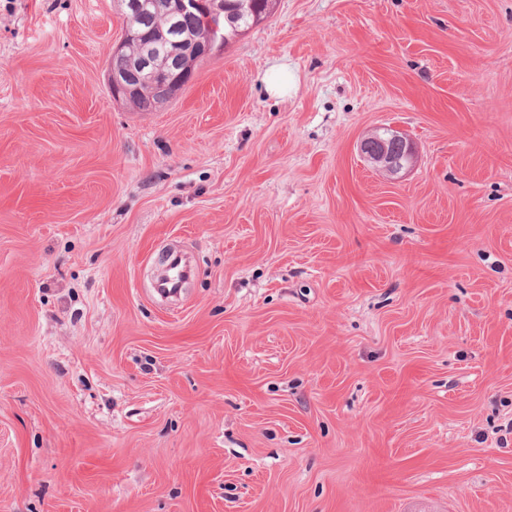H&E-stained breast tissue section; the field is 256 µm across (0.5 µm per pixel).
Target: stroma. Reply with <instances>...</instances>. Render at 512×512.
I'll return each mask as SVG.
<instances>
[{"mask_svg":"<svg viewBox=\"0 0 512 512\" xmlns=\"http://www.w3.org/2000/svg\"><path fill=\"white\" fill-rule=\"evenodd\" d=\"M123 26L0 0V512H512V0H276L149 112ZM133 51L126 56H112L111 69L118 70L112 71L110 74V83L112 86L113 97L119 100H130L136 95L138 87L133 80L132 75L127 70L131 64V55ZM359 150L369 165L390 177L409 167L415 154L411 142L405 136L385 127L378 128L364 138ZM193 275L194 270L184 254L178 250H171L164 258V270L155 282L154 292L163 298L176 299Z\"/></svg>","mask_w":512,"mask_h":512,"instance_id":"stroma-1","label":"stroma"}]
</instances>
